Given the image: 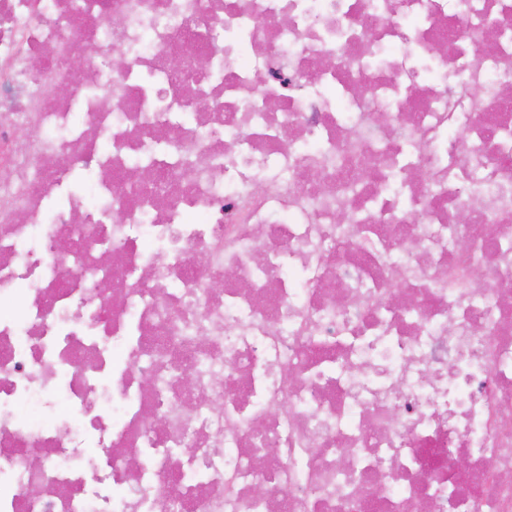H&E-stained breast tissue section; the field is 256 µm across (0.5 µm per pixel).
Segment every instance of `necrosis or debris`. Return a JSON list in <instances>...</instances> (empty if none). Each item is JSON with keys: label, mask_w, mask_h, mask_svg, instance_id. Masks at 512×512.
I'll use <instances>...</instances> for the list:
<instances>
[{"label": "necrosis or debris", "mask_w": 512, "mask_h": 512, "mask_svg": "<svg viewBox=\"0 0 512 512\" xmlns=\"http://www.w3.org/2000/svg\"><path fill=\"white\" fill-rule=\"evenodd\" d=\"M71 2L0 0V512H512V0Z\"/></svg>", "instance_id": "1"}]
</instances>
